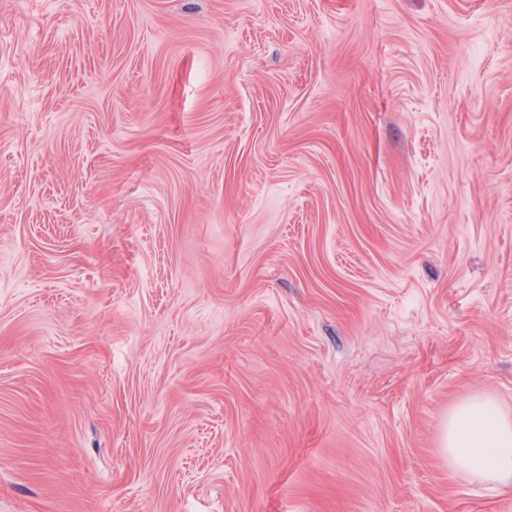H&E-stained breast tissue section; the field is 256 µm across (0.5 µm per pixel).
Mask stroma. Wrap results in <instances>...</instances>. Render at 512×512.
I'll use <instances>...</instances> for the list:
<instances>
[{
  "label": "stroma",
  "instance_id": "obj_1",
  "mask_svg": "<svg viewBox=\"0 0 512 512\" xmlns=\"http://www.w3.org/2000/svg\"><path fill=\"white\" fill-rule=\"evenodd\" d=\"M512 0H0V512H512ZM440 448L448 467L472 481L512 486V415L489 396H474L448 412Z\"/></svg>",
  "mask_w": 512,
  "mask_h": 512
}]
</instances>
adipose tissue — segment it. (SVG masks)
<instances>
[{
    "mask_svg": "<svg viewBox=\"0 0 512 512\" xmlns=\"http://www.w3.org/2000/svg\"><path fill=\"white\" fill-rule=\"evenodd\" d=\"M440 448L452 470L497 487L512 486V414L488 396H474L448 413Z\"/></svg>",
    "mask_w": 512,
    "mask_h": 512,
    "instance_id": "obj_1",
    "label": "adipose tissue"
}]
</instances>
